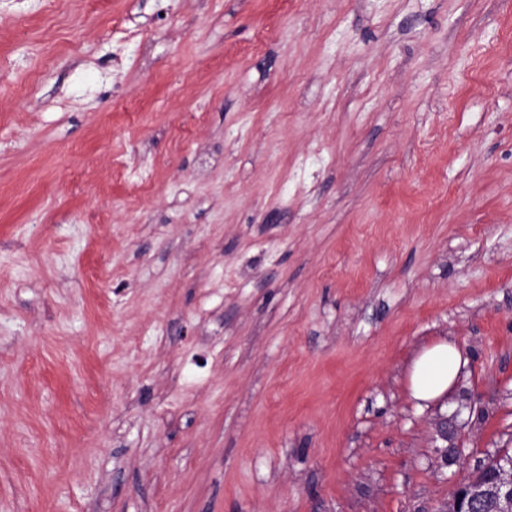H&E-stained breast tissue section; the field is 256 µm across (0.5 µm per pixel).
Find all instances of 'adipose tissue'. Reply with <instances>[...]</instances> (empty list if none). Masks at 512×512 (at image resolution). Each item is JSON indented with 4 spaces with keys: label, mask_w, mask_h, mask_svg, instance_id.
<instances>
[{
    "label": "adipose tissue",
    "mask_w": 512,
    "mask_h": 512,
    "mask_svg": "<svg viewBox=\"0 0 512 512\" xmlns=\"http://www.w3.org/2000/svg\"><path fill=\"white\" fill-rule=\"evenodd\" d=\"M463 364L462 355L454 343L439 342L424 348L409 370L412 397L423 402L441 397L451 388Z\"/></svg>",
    "instance_id": "obj_1"
}]
</instances>
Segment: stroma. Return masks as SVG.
I'll return each mask as SVG.
<instances>
[{
  "label": "stroma",
  "instance_id": "obj_1",
  "mask_svg": "<svg viewBox=\"0 0 512 512\" xmlns=\"http://www.w3.org/2000/svg\"><path fill=\"white\" fill-rule=\"evenodd\" d=\"M506 451L512 0H0V512H441ZM465 363L454 343L439 342L425 347L409 370L411 396L423 402L441 397L451 388Z\"/></svg>",
  "mask_w": 512,
  "mask_h": 512
}]
</instances>
